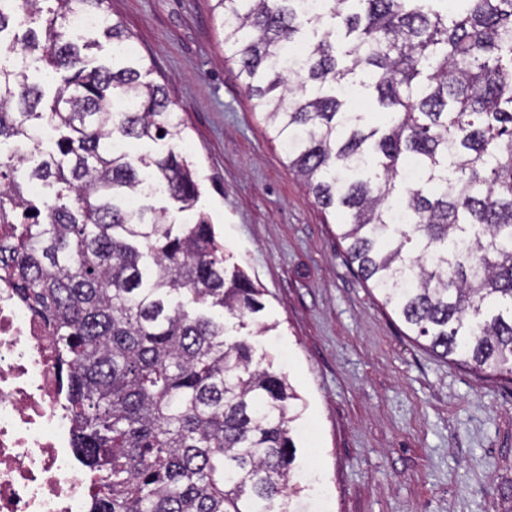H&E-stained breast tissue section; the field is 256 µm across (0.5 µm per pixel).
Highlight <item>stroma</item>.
Instances as JSON below:
<instances>
[{
  "instance_id": "obj_1",
  "label": "stroma",
  "mask_w": 512,
  "mask_h": 512,
  "mask_svg": "<svg viewBox=\"0 0 512 512\" xmlns=\"http://www.w3.org/2000/svg\"><path fill=\"white\" fill-rule=\"evenodd\" d=\"M169 100L199 197L156 198L175 223L207 213L226 266L264 292L227 318L253 361L305 402L296 421L304 512H512V381L451 366L381 306L224 57L212 0H108ZM272 331L257 335L258 323Z\"/></svg>"
}]
</instances>
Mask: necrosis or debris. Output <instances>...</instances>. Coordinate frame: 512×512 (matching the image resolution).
<instances>
[{"label":"necrosis or debris","mask_w":512,"mask_h":512,"mask_svg":"<svg viewBox=\"0 0 512 512\" xmlns=\"http://www.w3.org/2000/svg\"><path fill=\"white\" fill-rule=\"evenodd\" d=\"M72 428L57 346L0 282V512H87Z\"/></svg>","instance_id":"obj_1"}]
</instances>
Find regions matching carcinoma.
<instances>
[{
    "label": "carcinoma",
    "instance_id": "1",
    "mask_svg": "<svg viewBox=\"0 0 512 512\" xmlns=\"http://www.w3.org/2000/svg\"><path fill=\"white\" fill-rule=\"evenodd\" d=\"M214 0L224 53L358 276L426 348L512 375V0ZM30 66H0V144L65 131L27 178L0 155V279L66 369L74 447L108 494L91 512H296L289 380L252 366L224 314L263 292L228 271L191 164L133 141L184 139L180 108L106 0H24ZM93 24L78 30L75 19ZM112 64H94L99 37ZM60 76L51 99L31 70ZM382 119L352 106L356 92ZM55 188L39 207L27 184Z\"/></svg>",
    "mask_w": 512,
    "mask_h": 512
}]
</instances>
